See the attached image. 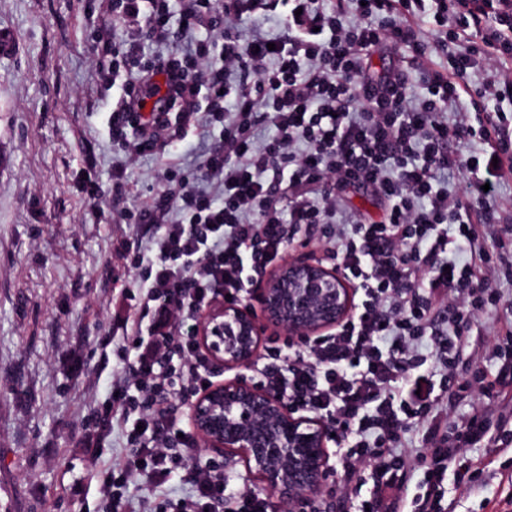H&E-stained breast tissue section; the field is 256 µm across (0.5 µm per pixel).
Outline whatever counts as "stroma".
<instances>
[{
    "mask_svg": "<svg viewBox=\"0 0 512 512\" xmlns=\"http://www.w3.org/2000/svg\"><path fill=\"white\" fill-rule=\"evenodd\" d=\"M101 22L84 0H0V29L20 43L0 58V512H99L92 475L122 466L126 450L117 433L106 448L80 436L116 363L100 341L130 307L122 290L135 234L121 213L159 191L161 169L199 157L192 135L180 152L144 157L115 198L112 170L125 154L108 118L120 91L98 82ZM89 179L99 199L86 194ZM491 208L496 223L476 212L472 224L496 254L512 229V156ZM495 286L502 299L478 323L489 341L512 328V277ZM454 464L482 474L474 487L448 485V512H503L512 445L467 448Z\"/></svg>",
    "mask_w": 512,
    "mask_h": 512,
    "instance_id": "35a3bbf8",
    "label": "stroma"
}]
</instances>
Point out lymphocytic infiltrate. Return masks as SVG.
<instances>
[{"instance_id": "lymphocytic-infiltrate-1", "label": "lymphocytic infiltrate", "mask_w": 512, "mask_h": 512, "mask_svg": "<svg viewBox=\"0 0 512 512\" xmlns=\"http://www.w3.org/2000/svg\"><path fill=\"white\" fill-rule=\"evenodd\" d=\"M112 25L97 41V70L122 89L109 130L130 158L178 151L205 125L214 143L192 172L164 170L151 201L122 214L136 225L129 263L144 302L126 320L121 365L93 410L87 436L102 447L120 430L129 455L97 477L103 512H269L264 497L230 489L222 461H197V440L178 421L218 373L196 342L197 317L215 296L243 305L289 246L335 260L360 297L352 315L311 338L272 337L252 369L256 385L331 429L344 495L356 512H448L444 482L458 448L491 441L485 412L449 420L459 393L489 396L512 385V336L492 346L494 374L456 359L473 324L500 301L499 264L468 217L496 185L494 155L512 152V0H278L282 34L242 33L268 0H102ZM432 17L467 47L438 66ZM170 56L145 58L147 43ZM403 51L420 68L380 70L373 54ZM483 69L477 86L469 70ZM155 100L146 109L147 100ZM276 134L257 142L261 125ZM493 146L484 158L452 141ZM467 173L462 193L442 175ZM373 189L378 221L349 213L344 193ZM467 250L477 266L450 263ZM188 486L160 495L171 477Z\"/></svg>"}]
</instances>
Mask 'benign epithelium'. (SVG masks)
Returning <instances> with one entry per match:
<instances>
[{
  "instance_id": "7a95c632",
  "label": "benign epithelium",
  "mask_w": 512,
  "mask_h": 512,
  "mask_svg": "<svg viewBox=\"0 0 512 512\" xmlns=\"http://www.w3.org/2000/svg\"><path fill=\"white\" fill-rule=\"evenodd\" d=\"M355 289L334 268L300 257L279 264L258 289L262 314L218 300L199 316L196 340L232 377L214 382L189 404L188 427L206 451L238 458L262 489L279 501L324 487L331 431L319 418L296 413L277 393L246 381L240 371L256 360L261 336H319L349 316Z\"/></svg>"
}]
</instances>
